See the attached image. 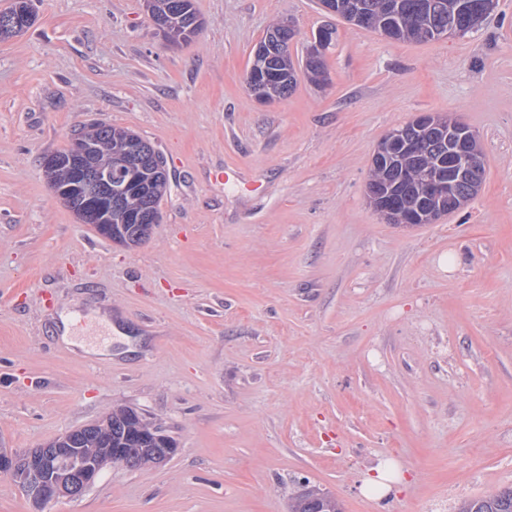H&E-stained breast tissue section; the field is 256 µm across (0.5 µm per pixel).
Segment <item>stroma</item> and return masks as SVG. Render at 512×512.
Returning <instances> with one entry per match:
<instances>
[{"mask_svg": "<svg viewBox=\"0 0 512 512\" xmlns=\"http://www.w3.org/2000/svg\"><path fill=\"white\" fill-rule=\"evenodd\" d=\"M192 3L202 26L174 46L143 0H33L0 41V443L130 407L177 445L42 507L0 474V512H288L306 487L342 512H457L511 487L512 0L422 43L319 0ZM281 19L294 59L322 26L336 40L323 84L261 102L244 75ZM421 112L477 133L483 183L436 223L391 224L373 152ZM101 123L166 160L161 222L132 249L41 170ZM388 459L404 485L365 497Z\"/></svg>", "mask_w": 512, "mask_h": 512, "instance_id": "obj_1", "label": "stroma"}]
</instances>
